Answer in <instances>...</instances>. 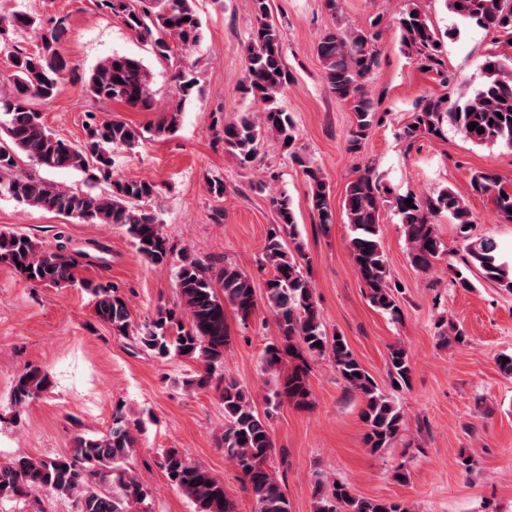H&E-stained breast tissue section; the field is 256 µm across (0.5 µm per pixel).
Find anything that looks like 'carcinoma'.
Segmentation results:
<instances>
[{"label": "carcinoma", "mask_w": 512, "mask_h": 512, "mask_svg": "<svg viewBox=\"0 0 512 512\" xmlns=\"http://www.w3.org/2000/svg\"><path fill=\"white\" fill-rule=\"evenodd\" d=\"M250 2L254 23L245 49L241 92L263 109L246 110L224 123L220 140L241 166L249 167L260 155L264 136L275 137L280 149L303 166L310 185L309 208L326 233L336 219L329 182L299 155L293 119L278 104V95L292 81L284 63L282 31L271 18L270 0ZM445 4L454 15L475 21L506 45L512 43V0H445ZM98 6L119 18L152 55L170 63L180 100L167 110V117L145 130L114 117L91 115L83 141L61 138L45 125L33 100L55 97L70 70V60L59 47L65 26L61 21L45 22L25 10L0 16V50L6 53L12 69L11 90L0 96V132L6 136L0 142V192L46 212L90 224L120 226L146 261L164 266L171 247L158 218L142 206L157 193V186L146 180L112 178V152L132 149L148 137L176 131L182 106L197 86L195 65L186 62L184 53L199 42L202 21L192 0H98ZM397 24L403 46L415 54L421 68L443 73L444 48L427 15L413 8L401 14ZM25 30L39 35L40 44L34 51L16 44L15 35ZM376 42L374 32L331 30L323 33L316 45L326 88L353 112L354 127L347 140V150L352 153L362 148L369 131L383 120L369 88L379 64ZM482 72L481 88L467 100L451 103L441 96L423 98L402 137L410 141L438 137L449 124L475 144H501L512 149V56L488 55ZM87 88L98 100L123 102L144 110L154 102L150 71L141 60L129 56H113L96 64L88 76ZM472 122L484 132L469 130ZM23 156L44 169L82 173L86 189L62 187L25 171L21 167ZM470 186L474 193L492 197L498 214L512 223V190L502 185L498 176L476 171ZM390 192L381 177L366 168L347 184L342 208L350 230L348 247L354 270L367 288L369 302L395 316L399 306L379 241L381 207ZM407 199L412 200L409 207ZM270 204L276 224L267 236L264 258L272 272L261 305L251 279L237 268L226 264L215 272L208 263L185 258L176 272L177 304L159 307L153 319L137 329L128 299L119 287L78 278V260L60 238L54 248L46 249L25 233L0 229V264L13 268L30 283L57 289L81 288L88 294L97 319L109 325L113 335L133 338L156 358L177 356L198 361L202 369L188 383L219 394L224 404V456L238 466L243 483L251 489L256 512H290L288 498L266 468L274 453L269 424L272 413L259 414L244 387L222 373L224 351L231 341L226 305H231L243 320L261 307L275 319L279 338L267 344L261 355L262 370L273 380L267 404L276 406L286 401L297 408L308 407L311 389L304 362L308 356H317L328 358L346 386L362 394L364 441L370 452L379 453L391 445L400 432L402 414L379 391L346 340L327 336L313 288L303 274L300 259L304 258V245L293 206L284 192L270 196ZM393 204L412 249V259L420 269H428L444 252L433 218L446 213L466 241L465 265L477 268L485 280L512 290V268L501 262L495 240L467 235L473 224L472 214L453 190L444 189L435 197L398 195ZM288 358L298 359L300 364L282 380L277 372ZM410 373L404 349L392 348L387 361L391 383L408 384ZM50 384V375L43 368H25L12 387L15 416H20L28 402ZM143 431V423L130 422L118 410L112 414L108 432L76 436L67 455H19L0 462V501L26 500L45 491L70 500L74 512H133L132 507L147 498L132 463L138 435ZM160 466L170 485L194 505V512H237L224 482L179 450H163ZM314 484L317 512H407L393 502L357 498L346 484L328 483L320 475Z\"/></svg>", "instance_id": "cac0c4a2"}]
</instances>
